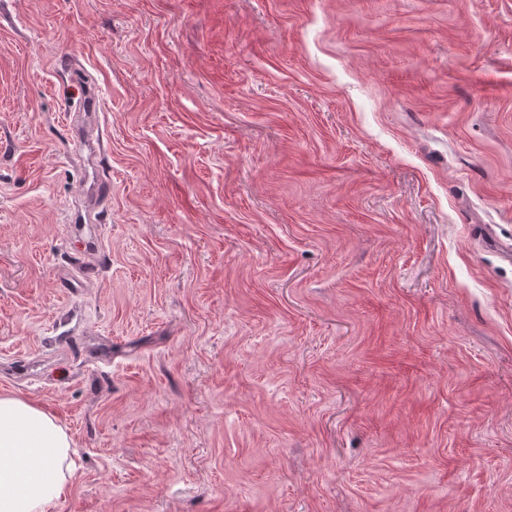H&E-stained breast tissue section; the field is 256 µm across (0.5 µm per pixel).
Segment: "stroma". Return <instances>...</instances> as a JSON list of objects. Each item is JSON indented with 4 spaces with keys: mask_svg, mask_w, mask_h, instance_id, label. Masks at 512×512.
<instances>
[{
    "mask_svg": "<svg viewBox=\"0 0 512 512\" xmlns=\"http://www.w3.org/2000/svg\"><path fill=\"white\" fill-rule=\"evenodd\" d=\"M508 246L512 0H0V394L71 439L50 512H512Z\"/></svg>",
    "mask_w": 512,
    "mask_h": 512,
    "instance_id": "obj_1",
    "label": "stroma"
}]
</instances>
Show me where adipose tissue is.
Returning a JSON list of instances; mask_svg holds the SVG:
<instances>
[{
  "instance_id": "adipose-tissue-1",
  "label": "adipose tissue",
  "mask_w": 512,
  "mask_h": 512,
  "mask_svg": "<svg viewBox=\"0 0 512 512\" xmlns=\"http://www.w3.org/2000/svg\"><path fill=\"white\" fill-rule=\"evenodd\" d=\"M70 446L42 408L0 395V512H46L60 499L72 474Z\"/></svg>"
}]
</instances>
